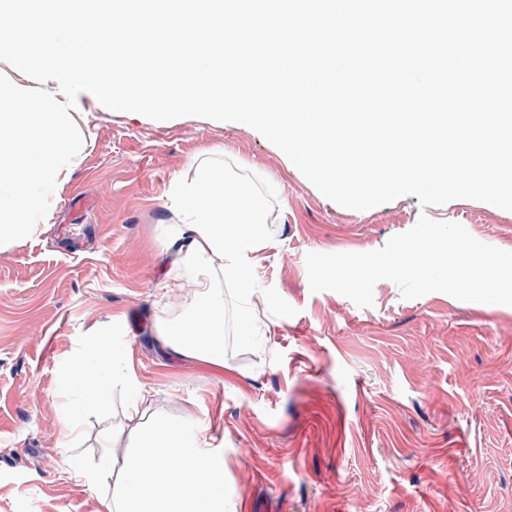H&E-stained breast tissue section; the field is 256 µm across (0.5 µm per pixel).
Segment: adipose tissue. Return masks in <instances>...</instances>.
Segmentation results:
<instances>
[{
	"instance_id": "obj_1",
	"label": "adipose tissue",
	"mask_w": 512,
	"mask_h": 512,
	"mask_svg": "<svg viewBox=\"0 0 512 512\" xmlns=\"http://www.w3.org/2000/svg\"><path fill=\"white\" fill-rule=\"evenodd\" d=\"M170 200L182 224L168 250L184 276L164 279L162 285L185 286L189 293L179 314L157 315L156 339L172 356L220 365L224 299L215 289L209 261L220 256L225 278L237 283L241 304H248L254 284L247 254L264 237L266 203L251 182L226 177L206 153L195 161L191 179L174 181ZM61 385L71 397L63 419V435L71 443L86 409L117 396L133 403L146 398L123 350L103 335L90 338L65 363ZM139 441L124 461L118 484L101 500L105 512H224V456L204 447L196 431L161 420Z\"/></svg>"
}]
</instances>
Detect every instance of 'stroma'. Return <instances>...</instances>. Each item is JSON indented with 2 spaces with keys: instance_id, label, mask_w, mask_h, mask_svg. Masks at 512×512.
<instances>
[{
  "instance_id": "35a3bbf8",
  "label": "stroma",
  "mask_w": 512,
  "mask_h": 512,
  "mask_svg": "<svg viewBox=\"0 0 512 512\" xmlns=\"http://www.w3.org/2000/svg\"><path fill=\"white\" fill-rule=\"evenodd\" d=\"M80 104L87 142L53 209L29 238L0 246V512H104L102 488L79 485L72 464L94 466L108 428L120 474L158 418L208 426L224 450L226 512H512V306L441 292L406 300L382 280L361 308L311 292L305 265L311 252L380 249L423 216L512 251V211L414 195L347 209L245 124L159 125ZM205 151L281 193L250 256V308L280 327L246 338L237 287L217 277L220 365L170 357L153 333L159 311H181L187 294L158 287L181 223L167 195ZM105 331L148 396L85 413L82 438L63 447L60 368Z\"/></svg>"
}]
</instances>
